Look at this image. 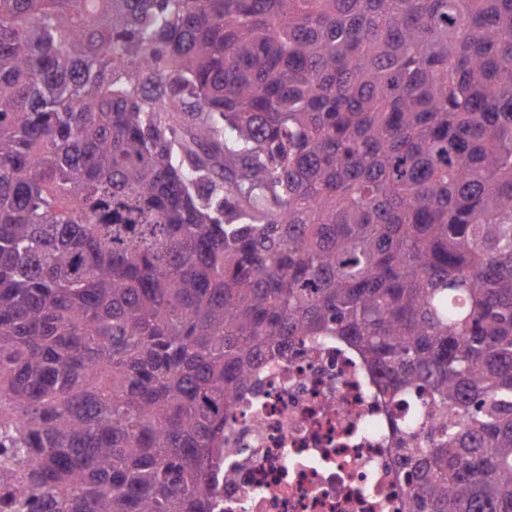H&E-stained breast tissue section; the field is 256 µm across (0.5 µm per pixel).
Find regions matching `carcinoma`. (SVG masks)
I'll return each instance as SVG.
<instances>
[{
    "label": "carcinoma",
    "mask_w": 512,
    "mask_h": 512,
    "mask_svg": "<svg viewBox=\"0 0 512 512\" xmlns=\"http://www.w3.org/2000/svg\"><path fill=\"white\" fill-rule=\"evenodd\" d=\"M330 337L407 512H512V0H0V512H215Z\"/></svg>",
    "instance_id": "1"
}]
</instances>
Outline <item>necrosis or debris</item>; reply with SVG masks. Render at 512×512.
Listing matches in <instances>:
<instances>
[{
  "mask_svg": "<svg viewBox=\"0 0 512 512\" xmlns=\"http://www.w3.org/2000/svg\"><path fill=\"white\" fill-rule=\"evenodd\" d=\"M376 380L333 340L266 362L224 427L220 512H406Z\"/></svg>",
  "mask_w": 512,
  "mask_h": 512,
  "instance_id": "obj_1",
  "label": "necrosis or debris"
}]
</instances>
